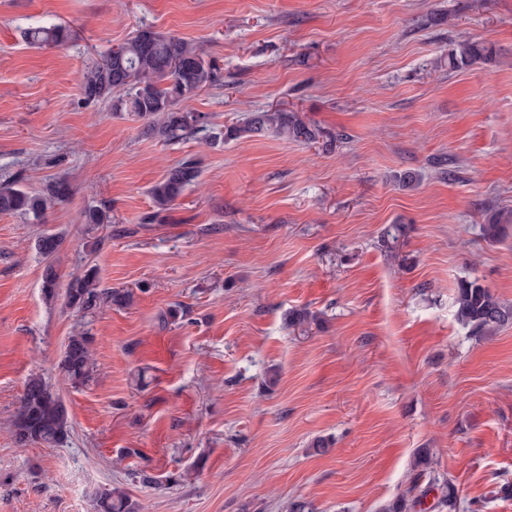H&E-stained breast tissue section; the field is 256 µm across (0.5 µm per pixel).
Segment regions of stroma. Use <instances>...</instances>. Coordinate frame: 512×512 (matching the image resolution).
<instances>
[{"label": "stroma", "mask_w": 512, "mask_h": 512, "mask_svg": "<svg viewBox=\"0 0 512 512\" xmlns=\"http://www.w3.org/2000/svg\"><path fill=\"white\" fill-rule=\"evenodd\" d=\"M57 23L63 45L23 38ZM145 28L217 66L183 111L284 109L323 138L165 144L86 103L87 64ZM467 38L493 61L449 71ZM187 157L198 183L143 223ZM54 176L73 194L43 223L0 214V512H94L113 486L139 512H378L421 448L471 512H512V325L469 335L453 305L463 278L512 304V222L482 235L512 215V0H0V180ZM103 202L111 223H85ZM44 233L61 283L93 265L130 304L47 301ZM302 308L316 322L287 327ZM79 332L95 369L76 386L59 363ZM33 374L69 413L53 448L13 434Z\"/></svg>", "instance_id": "stroma-1"}]
</instances>
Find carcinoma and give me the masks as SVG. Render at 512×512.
<instances>
[{
  "mask_svg": "<svg viewBox=\"0 0 512 512\" xmlns=\"http://www.w3.org/2000/svg\"><path fill=\"white\" fill-rule=\"evenodd\" d=\"M72 31L65 25L38 26L24 33V39L34 47L61 44L71 39ZM492 45L484 41L463 40L448 51V71H462L477 62L492 60ZM217 82L215 64L204 57L196 46L171 34L142 29L126 42L110 49L84 72L81 93L89 102L105 101L118 95L112 108L116 112L144 121L146 132L162 142L170 143L202 135L216 143L244 136L275 134L302 143L318 140L321 130L305 123L293 112L261 110L249 112L240 122L222 130L211 127L206 116L192 115L181 109L185 99ZM200 169L193 159H186L170 168L149 194L157 208L147 220L160 218L184 189L196 182ZM72 194L71 184L64 177L49 179L38 192L32 193L18 181L0 185V214H19L42 222L47 209L62 203ZM89 224H108V206L101 204L85 211ZM403 224H390L381 234V243L389 250L396 248L405 235ZM61 239L44 234L38 249L46 260L43 274L45 298L58 295L59 277L51 262ZM130 293L100 287L98 270L92 266L74 276L64 291L65 305L82 313H92L103 304L123 306L130 302ZM455 319L470 335L485 337L512 325V306L500 302L475 280L459 281L454 297ZM61 369L65 378L75 385L89 381L92 367L90 340L83 335L69 337L64 347ZM13 432L18 443H38L58 446L68 434V413L61 399L40 376L28 378L19 407L14 415ZM417 466L412 485L404 495H398L381 506L379 512H423L428 496L432 512H461L451 478L431 470L432 455L427 448L417 451ZM97 512H134L126 492L120 487L106 488L96 496Z\"/></svg>",
  "mask_w": 512,
  "mask_h": 512,
  "instance_id": "carcinoma-1",
  "label": "carcinoma"
}]
</instances>
